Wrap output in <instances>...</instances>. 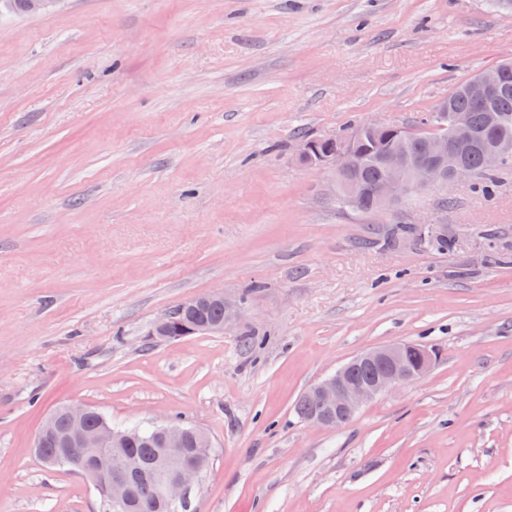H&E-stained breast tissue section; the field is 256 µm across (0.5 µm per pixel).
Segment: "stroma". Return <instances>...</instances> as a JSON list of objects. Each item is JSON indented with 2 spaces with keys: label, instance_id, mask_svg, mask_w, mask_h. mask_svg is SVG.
Masks as SVG:
<instances>
[{
  "label": "stroma",
  "instance_id": "35a3bbf8",
  "mask_svg": "<svg viewBox=\"0 0 512 512\" xmlns=\"http://www.w3.org/2000/svg\"><path fill=\"white\" fill-rule=\"evenodd\" d=\"M505 60L512 14L486 0L0 13V512H99L32 453L62 404L205 432L194 512H512V171L376 217L296 159L300 135L410 127ZM413 222L452 249L390 240ZM217 288L249 293L245 323L150 339ZM405 342L424 377L343 427L298 419L310 385Z\"/></svg>",
  "mask_w": 512,
  "mask_h": 512
}]
</instances>
